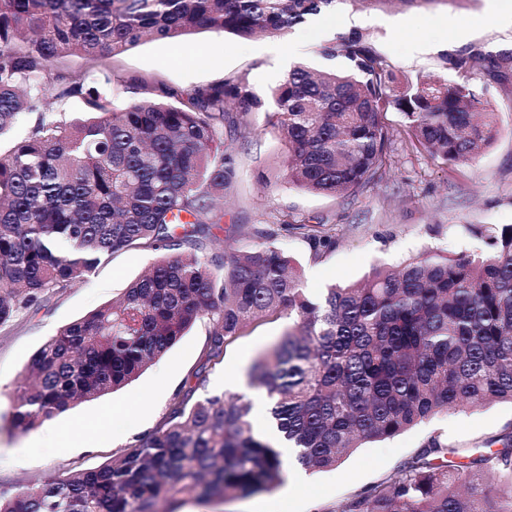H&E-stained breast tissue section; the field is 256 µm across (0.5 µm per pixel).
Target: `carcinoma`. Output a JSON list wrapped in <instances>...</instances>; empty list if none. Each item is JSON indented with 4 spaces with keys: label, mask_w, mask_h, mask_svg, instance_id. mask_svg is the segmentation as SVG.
<instances>
[{
    "label": "carcinoma",
    "mask_w": 512,
    "mask_h": 512,
    "mask_svg": "<svg viewBox=\"0 0 512 512\" xmlns=\"http://www.w3.org/2000/svg\"><path fill=\"white\" fill-rule=\"evenodd\" d=\"M338 0H0V135L50 100L84 96L89 117L40 123L0 157V326L20 309L86 279L112 254L151 245L150 271L47 340L14 400V427L29 431L76 403L136 380L197 321L211 316L205 363L161 423L95 469L0 489V512H161L160 501L270 491L287 462L258 436L252 402L236 393L198 397L210 370L252 323L292 325L253 363L270 426L304 469H329L363 443L393 437L439 413L512 402V227L486 255L422 253L313 301L276 243L202 251L224 211L231 157L229 112L266 103L243 75L189 92L163 87L111 109L91 73L53 78L69 55L98 63L145 38L194 31L243 38L283 33ZM339 65L299 62L271 91V120L288 152V183L347 193L382 169L404 119L409 147L448 164L469 163L496 135L494 113L477 119L483 80H501L512 55L483 48L445 55L443 77L396 82L391 65L356 32L321 48ZM297 229L331 244L320 225ZM478 455L433 436L381 482L333 512H512V433Z\"/></svg>",
    "instance_id": "1"
}]
</instances>
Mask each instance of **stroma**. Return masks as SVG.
<instances>
[{
  "instance_id": "1",
  "label": "stroma",
  "mask_w": 512,
  "mask_h": 512,
  "mask_svg": "<svg viewBox=\"0 0 512 512\" xmlns=\"http://www.w3.org/2000/svg\"><path fill=\"white\" fill-rule=\"evenodd\" d=\"M500 0H431L422 7L373 6L350 0L346 15L362 17L358 26L325 12L284 34L241 39L228 33L199 32L170 42L144 39L101 63L109 78L103 93L121 109L139 99L145 87L165 84L184 91L246 75L261 97L274 89L266 72L274 68V46L299 42L296 59L324 67L319 48L357 32L391 64L397 76L442 75L445 53L468 47L512 50V28L497 17ZM482 111L494 113L498 134L473 162L447 164L393 140L381 176L345 195L310 193L285 181L286 151L268 113L239 115L224 129V146L234 174L224 199V219L206 244L211 255L225 246L250 243L253 227L278 224V244L292 257L310 298L325 288L351 285L378 266L394 267L424 252L455 257L490 252L492 235L512 225V85L491 84ZM324 223L330 249L314 250L295 230ZM160 256L158 250L121 251L103 261L84 281L20 310L0 326V484L18 485L49 475L97 467L118 457L138 437L154 430L176 393L190 382L207 352L209 320L196 322L157 363L127 387L76 404L51 417L67 442L59 448L38 444L37 430L13 427V399L35 352L66 324L120 298ZM288 318L253 323L212 369L209 394L217 380L234 373L246 377L254 360L288 329ZM512 431V403L439 414L394 437L365 443L333 470L292 477L269 492L227 498L207 505L192 501L177 512H331L343 499L393 473L433 435L458 448H481Z\"/></svg>"
}]
</instances>
